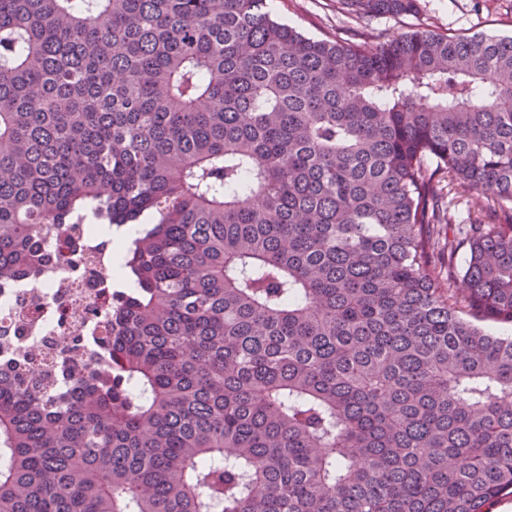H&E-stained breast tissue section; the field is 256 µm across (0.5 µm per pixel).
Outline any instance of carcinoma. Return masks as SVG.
I'll list each match as a JSON object with an SVG mask.
<instances>
[{
  "label": "carcinoma",
  "instance_id": "carcinoma-1",
  "mask_svg": "<svg viewBox=\"0 0 512 512\" xmlns=\"http://www.w3.org/2000/svg\"><path fill=\"white\" fill-rule=\"evenodd\" d=\"M417 0H336L364 20ZM496 224L439 249L445 189ZM141 225L49 365L0 347V512H487L512 495V36L266 0H0V284ZM272 18L286 22L303 34L347 38V27L357 30L360 42L371 43L380 33L399 35L429 25L449 35L512 36V0H417L413 15L347 20L336 11V0H266Z\"/></svg>",
  "mask_w": 512,
  "mask_h": 512
}]
</instances>
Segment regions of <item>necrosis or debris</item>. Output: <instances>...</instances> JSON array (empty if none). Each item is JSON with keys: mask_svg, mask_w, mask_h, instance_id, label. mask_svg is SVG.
Wrapping results in <instances>:
<instances>
[{"mask_svg": "<svg viewBox=\"0 0 512 512\" xmlns=\"http://www.w3.org/2000/svg\"><path fill=\"white\" fill-rule=\"evenodd\" d=\"M82 240L84 252L95 255L89 269L52 261L36 277L0 289V316L10 318L14 343L42 346L50 358L59 339L82 335L99 319L101 291L112 282V257L98 251L93 225H86Z\"/></svg>", "mask_w": 512, "mask_h": 512, "instance_id": "4bbe7bcc", "label": "necrosis or debris"}]
</instances>
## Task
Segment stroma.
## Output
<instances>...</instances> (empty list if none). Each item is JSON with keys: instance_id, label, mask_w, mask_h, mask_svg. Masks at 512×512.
<instances>
[{"instance_id": "1", "label": "stroma", "mask_w": 512, "mask_h": 512, "mask_svg": "<svg viewBox=\"0 0 512 512\" xmlns=\"http://www.w3.org/2000/svg\"><path fill=\"white\" fill-rule=\"evenodd\" d=\"M272 18L286 22L303 34L323 38L354 29L363 42L387 33L399 35L430 26L451 35L512 36V0H417L413 15L378 17L353 22L338 14L336 0H266Z\"/></svg>"}]
</instances>
